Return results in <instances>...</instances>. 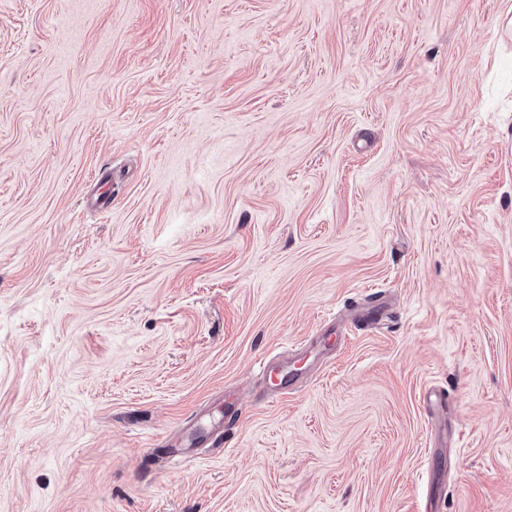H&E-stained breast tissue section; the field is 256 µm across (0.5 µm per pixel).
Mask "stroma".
Returning <instances> with one entry per match:
<instances>
[{
  "label": "stroma",
  "mask_w": 512,
  "mask_h": 512,
  "mask_svg": "<svg viewBox=\"0 0 512 512\" xmlns=\"http://www.w3.org/2000/svg\"><path fill=\"white\" fill-rule=\"evenodd\" d=\"M510 13L0 0V512H512Z\"/></svg>",
  "instance_id": "1"
}]
</instances>
